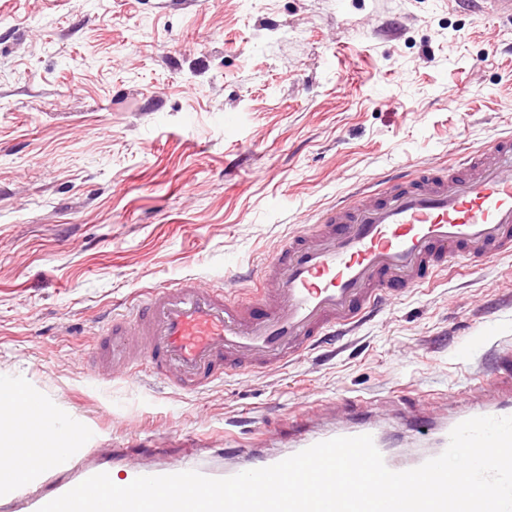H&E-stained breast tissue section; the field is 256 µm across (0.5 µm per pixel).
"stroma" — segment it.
<instances>
[{
  "mask_svg": "<svg viewBox=\"0 0 512 512\" xmlns=\"http://www.w3.org/2000/svg\"><path fill=\"white\" fill-rule=\"evenodd\" d=\"M473 92L457 105L455 91ZM512 132V20L448 0H0V372L90 443L287 453L335 407L452 414L512 393V255L451 261L351 336L199 393L90 366L103 314L235 276L351 190Z\"/></svg>",
  "mask_w": 512,
  "mask_h": 512,
  "instance_id": "35a3bbf8",
  "label": "stroma"
}]
</instances>
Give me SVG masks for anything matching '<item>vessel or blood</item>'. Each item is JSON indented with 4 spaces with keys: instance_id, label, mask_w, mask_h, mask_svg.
I'll list each match as a JSON object with an SVG mask.
<instances>
[{
    "instance_id": "obj_1",
    "label": "vessel or blood",
    "mask_w": 512,
    "mask_h": 512,
    "mask_svg": "<svg viewBox=\"0 0 512 512\" xmlns=\"http://www.w3.org/2000/svg\"><path fill=\"white\" fill-rule=\"evenodd\" d=\"M454 2L479 17L512 19V0ZM505 253H512V132L447 168L400 167L378 188L351 192L284 238L275 256L253 265L243 287L184 276L148 289L123 318L109 321L92 369L134 380L143 362L169 387L203 391L230 371L284 365L328 330H353L382 289L396 296L419 287L447 269L450 255L490 260ZM478 416H512V399L493 398L436 421L408 416L412 431L428 443L410 457L396 455L366 413L305 431L289 446L297 453L335 437L368 435L386 467L400 472L441 455L451 430ZM136 456L131 448L117 457L103 447L81 459L50 460L44 481L15 485L0 497V512H38L116 466L128 484L187 470L226 478L278 461L257 448L238 450L228 468L193 454L177 463H141Z\"/></svg>"
}]
</instances>
